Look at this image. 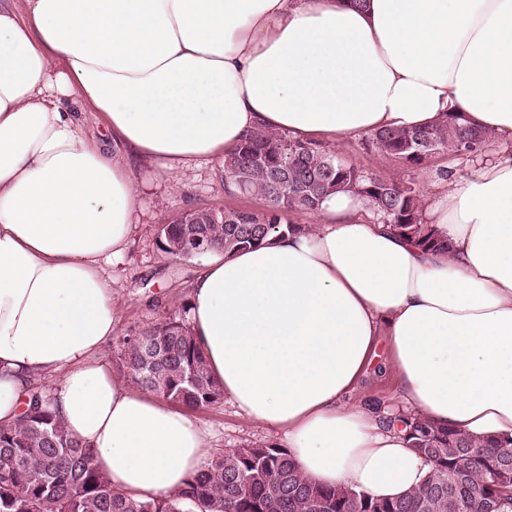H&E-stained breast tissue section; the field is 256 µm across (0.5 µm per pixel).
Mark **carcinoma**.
Masks as SVG:
<instances>
[{
    "instance_id": "carcinoma-1",
    "label": "carcinoma",
    "mask_w": 512,
    "mask_h": 512,
    "mask_svg": "<svg viewBox=\"0 0 512 512\" xmlns=\"http://www.w3.org/2000/svg\"><path fill=\"white\" fill-rule=\"evenodd\" d=\"M431 144L454 156L477 159L491 147L490 131L452 113L414 130L385 128L365 136L364 149L412 169L426 166L420 151ZM238 192L263 198L266 208L214 210L216 220L186 211L158 227L157 246L169 255L191 237L209 251L257 248L276 231H298L288 214L318 209L329 195L350 188L367 199L400 236L428 251L447 249L425 223L421 189L412 181L370 178L317 142L257 131L224 159ZM188 307L119 340L124 377L138 388L188 408L212 406L223 391L211 377L189 328ZM410 447L428 458L421 488L388 500L387 512H512V487L496 485L494 469L512 466V439L477 440L439 427L423 416L405 421ZM381 500L346 488L310 483L287 450L245 443L191 475L184 489L141 499L112 488L93 465V451L66 430L46 392L32 387V401L13 424H0V512H379Z\"/></svg>"
}]
</instances>
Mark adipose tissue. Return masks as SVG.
<instances>
[{
  "label": "adipose tissue",
  "mask_w": 512,
  "mask_h": 512,
  "mask_svg": "<svg viewBox=\"0 0 512 512\" xmlns=\"http://www.w3.org/2000/svg\"><path fill=\"white\" fill-rule=\"evenodd\" d=\"M92 109L112 149L81 134ZM464 113L491 156L440 179L427 251L347 190L308 231L212 250L190 324L239 412L280 432L311 483L396 498L429 471L400 425L349 404L386 350L409 413L512 438V0H0V423L32 382L113 488L181 491L209 459L195 417L103 358L116 320L101 264L138 203L131 158L223 160L263 129L306 141Z\"/></svg>",
  "instance_id": "obj_1"
}]
</instances>
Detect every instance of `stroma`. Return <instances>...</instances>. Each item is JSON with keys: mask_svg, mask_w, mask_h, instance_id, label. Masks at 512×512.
Wrapping results in <instances>:
<instances>
[{"mask_svg": "<svg viewBox=\"0 0 512 512\" xmlns=\"http://www.w3.org/2000/svg\"><path fill=\"white\" fill-rule=\"evenodd\" d=\"M332 150L348 163L380 178L415 181L426 193L431 192L439 170L466 177L477 167L475 161L442 154L428 169L416 171L367 153L357 140L333 145ZM130 173L139 194L133 216L135 227L123 256L104 267L114 282L117 338L155 322L186 302L188 286L202 267L201 258L179 260L161 252L156 246L159 224L188 207L260 211L266 206L260 197L229 192L224 172L215 163L162 175L155 164L142 161L134 163ZM396 392L392 370L378 365L368 371L349 401L371 411L388 412L395 406ZM193 415L207 430L214 457L248 442L278 440L273 430L248 421L225 398L214 406L194 410Z\"/></svg>", "mask_w": 512, "mask_h": 512, "instance_id": "1", "label": "stroma"}]
</instances>
